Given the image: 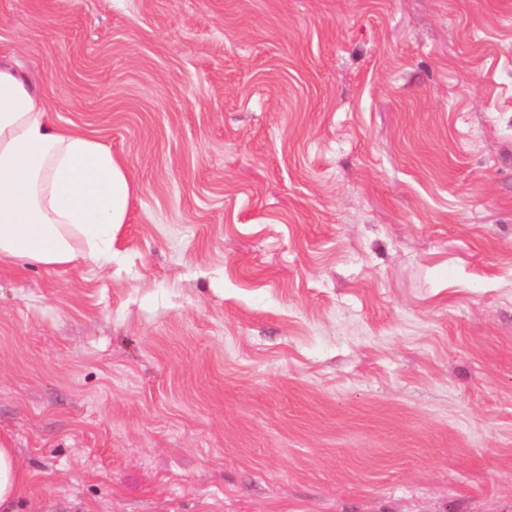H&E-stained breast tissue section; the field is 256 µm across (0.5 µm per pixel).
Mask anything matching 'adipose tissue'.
Masks as SVG:
<instances>
[{
    "label": "adipose tissue",
    "instance_id": "obj_1",
    "mask_svg": "<svg viewBox=\"0 0 512 512\" xmlns=\"http://www.w3.org/2000/svg\"><path fill=\"white\" fill-rule=\"evenodd\" d=\"M132 192L108 146L59 124L0 61V259L53 268L109 261ZM29 489L27 472L0 447V512H15Z\"/></svg>",
    "mask_w": 512,
    "mask_h": 512
}]
</instances>
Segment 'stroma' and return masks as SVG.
<instances>
[{"instance_id":"obj_1","label":"stroma","mask_w":512,"mask_h":512,"mask_svg":"<svg viewBox=\"0 0 512 512\" xmlns=\"http://www.w3.org/2000/svg\"><path fill=\"white\" fill-rule=\"evenodd\" d=\"M135 186L0 261L24 512H512V0H0Z\"/></svg>"}]
</instances>
